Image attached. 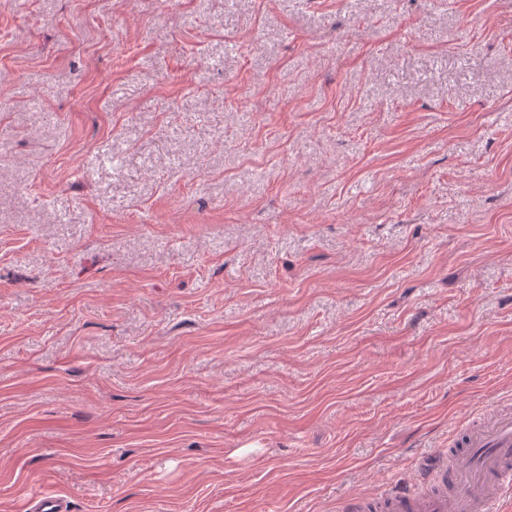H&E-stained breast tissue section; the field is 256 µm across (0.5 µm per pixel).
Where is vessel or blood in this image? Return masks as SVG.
Here are the masks:
<instances>
[{"label": "vessel or blood", "instance_id": "obj_1", "mask_svg": "<svg viewBox=\"0 0 512 512\" xmlns=\"http://www.w3.org/2000/svg\"><path fill=\"white\" fill-rule=\"evenodd\" d=\"M465 452L427 472L435 492L391 490L378 497L346 500L344 512H503L512 497V412H496L472 425Z\"/></svg>", "mask_w": 512, "mask_h": 512}]
</instances>
